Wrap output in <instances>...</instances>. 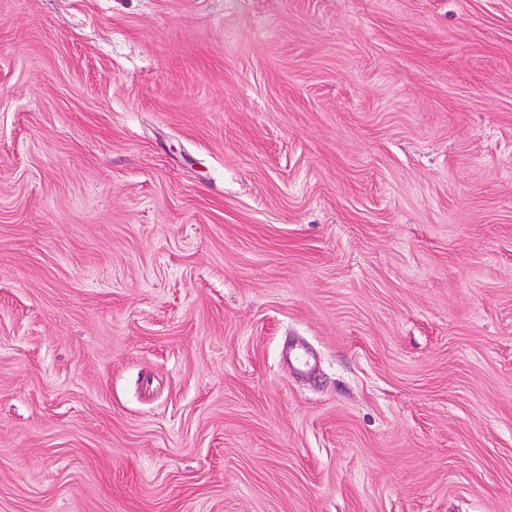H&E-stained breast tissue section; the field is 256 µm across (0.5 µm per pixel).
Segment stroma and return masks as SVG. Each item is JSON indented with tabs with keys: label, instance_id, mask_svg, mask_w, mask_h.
I'll return each mask as SVG.
<instances>
[{
	"label": "stroma",
	"instance_id": "stroma-1",
	"mask_svg": "<svg viewBox=\"0 0 512 512\" xmlns=\"http://www.w3.org/2000/svg\"><path fill=\"white\" fill-rule=\"evenodd\" d=\"M0 512H512V0H0Z\"/></svg>",
	"mask_w": 512,
	"mask_h": 512
}]
</instances>
